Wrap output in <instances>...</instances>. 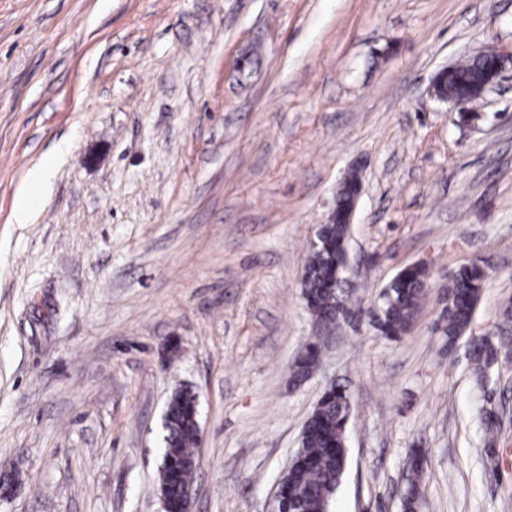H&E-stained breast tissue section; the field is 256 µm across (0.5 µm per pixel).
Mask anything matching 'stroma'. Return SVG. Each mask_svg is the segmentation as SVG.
Listing matches in <instances>:
<instances>
[{
	"label": "stroma",
	"mask_w": 512,
	"mask_h": 512,
	"mask_svg": "<svg viewBox=\"0 0 512 512\" xmlns=\"http://www.w3.org/2000/svg\"><path fill=\"white\" fill-rule=\"evenodd\" d=\"M512 47V0H0V512H163V416L199 402L192 512H268L330 385L350 398L330 512H512V351L478 386L434 324L480 265L472 328L512 339V78L462 123L435 74ZM25 224L13 202L60 142ZM349 297L427 268L410 331L325 336L310 241L351 169ZM498 415L486 437L485 412ZM320 358L319 341L315 339L306 343L291 366L288 377L289 384L299 386L311 378L319 367ZM424 454L420 449L414 450L408 461L410 476L403 494V510L415 512L420 501L419 480L422 472Z\"/></svg>",
	"instance_id": "obj_1"
}]
</instances>
